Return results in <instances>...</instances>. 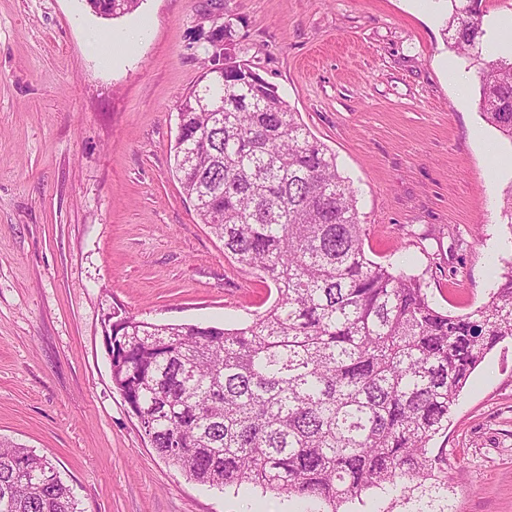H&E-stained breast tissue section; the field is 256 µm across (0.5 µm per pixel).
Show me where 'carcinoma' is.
I'll return each instance as SVG.
<instances>
[{
	"mask_svg": "<svg viewBox=\"0 0 512 512\" xmlns=\"http://www.w3.org/2000/svg\"><path fill=\"white\" fill-rule=\"evenodd\" d=\"M118 18L141 0H91ZM453 47L481 57V0H449ZM224 53L180 99L176 172L200 221L277 297L252 320L157 324L112 312V384L152 448L189 478L249 483L322 512L372 489L448 491L429 447L485 357L512 339V269L451 315L421 280L369 260L355 191L336 155L266 81ZM484 120L512 142V59L480 72ZM0 512H80L43 455L0 440Z\"/></svg>",
	"mask_w": 512,
	"mask_h": 512,
	"instance_id": "carcinoma-1",
	"label": "carcinoma"
}]
</instances>
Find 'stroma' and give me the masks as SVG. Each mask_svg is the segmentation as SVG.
Listing matches in <instances>:
<instances>
[{
	"mask_svg": "<svg viewBox=\"0 0 512 512\" xmlns=\"http://www.w3.org/2000/svg\"><path fill=\"white\" fill-rule=\"evenodd\" d=\"M447 0H0V437L47 456L81 512H294L288 497L196 483L151 448L112 384L113 309L165 324L250 320L275 292L225 253L174 169L178 104L233 22L232 51L335 153L369 259L460 315L512 255V141L479 113L480 62L449 48ZM139 36L105 64L92 32ZM458 60L464 90L449 83ZM494 154H486L484 144ZM434 512H512V340L430 442Z\"/></svg>",
	"mask_w": 512,
	"mask_h": 512,
	"instance_id": "35a3bbf8",
	"label": "stroma"
}]
</instances>
